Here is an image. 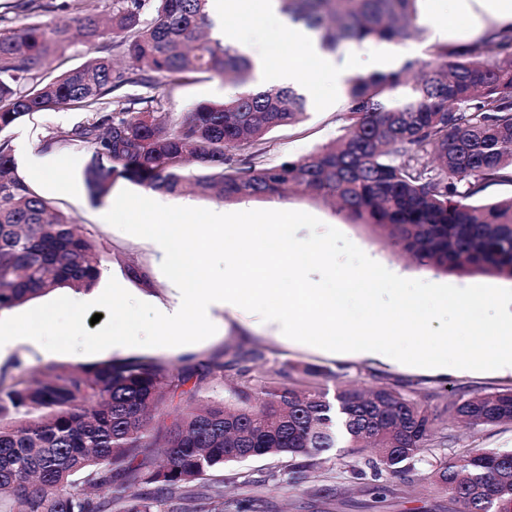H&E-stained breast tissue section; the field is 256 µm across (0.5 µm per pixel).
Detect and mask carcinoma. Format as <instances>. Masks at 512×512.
<instances>
[{"instance_id":"1","label":"carcinoma","mask_w":512,"mask_h":512,"mask_svg":"<svg viewBox=\"0 0 512 512\" xmlns=\"http://www.w3.org/2000/svg\"><path fill=\"white\" fill-rule=\"evenodd\" d=\"M321 47L392 43L414 29L419 0H279ZM71 0L88 48L106 38L112 56L49 78L69 28L40 21L0 29V134L38 112L78 109L83 121L40 140V149H88L83 173L101 199L118 179L169 195L192 186L226 201L273 197L293 187L335 200L356 224L429 270L512 279V195L477 203L512 183V28L468 43H436L422 66L348 81L346 132L304 158L257 162L265 136L307 118L289 87L255 83L250 59L217 39L208 0H112L108 16ZM151 14V20L145 15ZM196 74L234 94L184 116L137 111L108 97L130 83L171 86ZM245 154L247 167L231 166ZM202 172L193 175L188 161ZM101 276L98 245L17 172L0 137V312L58 289L89 292ZM262 355H224L184 366L141 357L0 373V512H245L224 497L219 472L252 457L288 459L289 484L308 478L335 448H369L378 474L409 473L440 438L436 418L400 390L346 387L328 397L325 371L285 363L256 380ZM233 372L221 400L201 399ZM448 415L472 426L512 422V389L460 396ZM429 485L462 512H512V451L470 448L430 464Z\"/></svg>"}]
</instances>
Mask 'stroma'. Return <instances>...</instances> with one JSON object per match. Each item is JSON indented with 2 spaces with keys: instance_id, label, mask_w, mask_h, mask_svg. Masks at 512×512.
<instances>
[{
  "instance_id": "1",
  "label": "stroma",
  "mask_w": 512,
  "mask_h": 512,
  "mask_svg": "<svg viewBox=\"0 0 512 512\" xmlns=\"http://www.w3.org/2000/svg\"><path fill=\"white\" fill-rule=\"evenodd\" d=\"M431 10V0H424L418 20L421 34L385 47L391 53L394 67H401L408 61L428 60V49L434 43H465L478 38L475 24L465 18L454 19L447 29L434 31L428 22ZM230 93V87L225 86L220 78L204 75L174 88L159 79L149 88L133 85L124 90L126 98L136 101L140 110L152 111L153 101L158 98L164 101L166 111L180 115L201 102L223 101ZM307 110L310 117L303 125L278 128L267 135L263 157L265 163L275 164L289 157H305L341 135L346 124L341 97L333 96L320 104L308 105ZM82 117V111L76 109L40 112L16 124L10 131V137L12 142L23 140L35 147L47 132L66 129ZM90 157L91 153L86 149L62 152L63 164L57 171L55 185L40 182L36 185L37 191L72 215L81 224L84 233L98 243L104 278H115L134 297L149 294L158 302H167L172 293V283L160 269L161 257L153 244L101 222V213L111 208L112 200L107 197L96 203L90 199L82 179ZM169 202L176 206L188 202L198 208L227 213L247 210L303 211L342 231L370 258L385 264L388 270L401 277L458 287L475 284L512 287L510 279L480 274H437L419 267L395 255L390 244L377 238L364 226L351 223L333 205L293 192L281 197L241 202H227L188 192L170 197ZM132 262L147 269L149 284L128 278L126 267ZM252 349L263 353L262 371L267 376L278 369L280 363L287 361L321 367L327 374L322 385L331 391L350 383L368 388L381 384L398 386L410 398L428 404L442 422L444 433L449 436L447 448L433 446L424 450L422 462L416 463L406 481L388 475L374 477L368 465L370 451L353 453L344 448L330 453L321 467L297 486L286 484L285 464L276 458H252L226 466L224 478L229 496L257 500L259 512H448L447 496L425 489L429 461L443 456L452 457L468 448L512 450V423L468 428L449 421L445 412L451 398L511 388L510 373L452 368L447 373L437 374L428 368L357 358L344 353L331 357L284 340L274 328L248 311L222 313L217 335L195 343L193 354L204 360L219 353L229 357L235 351ZM115 356V351L110 349L97 354L56 353L48 356L42 346L22 342L16 345L11 356L0 359V366L12 368L17 359L30 367L48 362L79 366L106 361Z\"/></svg>"
}]
</instances>
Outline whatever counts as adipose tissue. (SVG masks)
<instances>
[{
    "mask_svg": "<svg viewBox=\"0 0 512 512\" xmlns=\"http://www.w3.org/2000/svg\"><path fill=\"white\" fill-rule=\"evenodd\" d=\"M249 3L253 12L270 21L284 32L289 42L298 44L312 59V67L281 64L277 61V48L273 45L257 47L244 37L231 19ZM277 0H209V11L215 20L214 36L251 57L260 80L292 87L303 94L327 97L335 94L349 76L346 62L337 55L322 51L311 33L302 24L281 16L276 9ZM437 14L444 19L460 16L477 23H492L507 28L512 26V0H445Z\"/></svg>",
    "mask_w": 512,
    "mask_h": 512,
    "instance_id": "ef3b65f1",
    "label": "adipose tissue"
}]
</instances>
